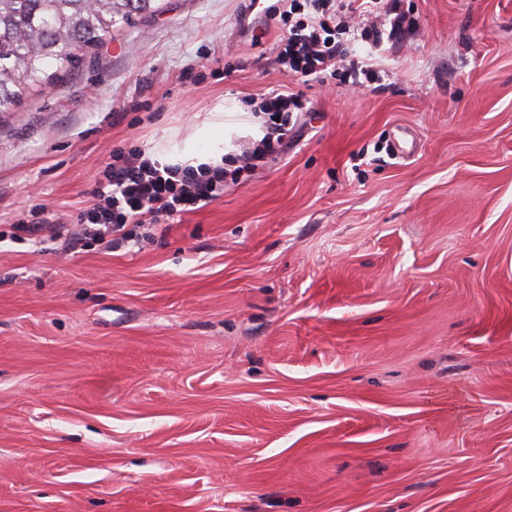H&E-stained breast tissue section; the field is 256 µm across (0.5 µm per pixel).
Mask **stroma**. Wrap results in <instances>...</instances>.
Wrapping results in <instances>:
<instances>
[{
	"label": "stroma",
	"instance_id": "1",
	"mask_svg": "<svg viewBox=\"0 0 512 512\" xmlns=\"http://www.w3.org/2000/svg\"><path fill=\"white\" fill-rule=\"evenodd\" d=\"M400 8L382 86L302 84L287 151L140 247L10 226L287 85L279 29L160 0L0 112V512H512V0ZM43 224H31L24 214L17 215L12 226L11 239L13 240H32L38 243H44L45 239L40 238V232Z\"/></svg>",
	"mask_w": 512,
	"mask_h": 512
}]
</instances>
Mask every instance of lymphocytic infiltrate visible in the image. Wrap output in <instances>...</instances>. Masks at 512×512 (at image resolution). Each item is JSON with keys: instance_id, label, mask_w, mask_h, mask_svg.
I'll return each mask as SVG.
<instances>
[{"instance_id": "f902f5d3", "label": "lymphocytic infiltrate", "mask_w": 512, "mask_h": 512, "mask_svg": "<svg viewBox=\"0 0 512 512\" xmlns=\"http://www.w3.org/2000/svg\"><path fill=\"white\" fill-rule=\"evenodd\" d=\"M264 18L284 28L277 60L286 76L323 82L338 77L350 87H369L382 79L375 62L350 50L351 42L377 48L384 40L409 34L414 25L398 0H272ZM307 110L302 91L269 93L253 106L265 129L263 138L227 167L170 166L146 157L139 148L114 153L100 173L90 205L63 214L62 223L77 227L65 237L64 248L77 249L88 239L109 245L148 239L157 226L180 222L182 215L223 197L227 184L247 181L260 163L280 156Z\"/></svg>"}]
</instances>
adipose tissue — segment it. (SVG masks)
Instances as JSON below:
<instances>
[{
	"label": "adipose tissue",
	"instance_id": "ef3b65f1",
	"mask_svg": "<svg viewBox=\"0 0 512 512\" xmlns=\"http://www.w3.org/2000/svg\"><path fill=\"white\" fill-rule=\"evenodd\" d=\"M265 130L260 119L244 112L237 104L217 103L196 129L187 136L172 134L159 143L153 157L172 166L199 167L222 164L242 137L258 141Z\"/></svg>",
	"mask_w": 512,
	"mask_h": 512
}]
</instances>
